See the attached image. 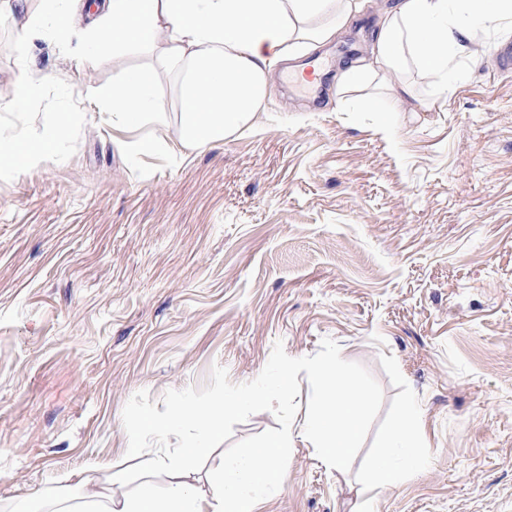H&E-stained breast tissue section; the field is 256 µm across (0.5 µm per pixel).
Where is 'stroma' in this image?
<instances>
[{
    "mask_svg": "<svg viewBox=\"0 0 512 512\" xmlns=\"http://www.w3.org/2000/svg\"><path fill=\"white\" fill-rule=\"evenodd\" d=\"M387 0L313 52L317 86L275 82L254 129L181 149L169 81L165 127L112 123L102 95L146 52L27 45L39 98L0 129L63 136L33 171L0 179V512L68 491L96 463L125 464L127 401L201 387L213 366L253 380L275 342L293 357L334 339L384 400L349 471L303 435L310 386L278 490L252 512H512V70L495 50L512 30L474 28L480 57L456 58L446 104L415 98L385 115L377 80L336 86L366 56ZM20 17L0 14V96L19 72ZM157 140L143 153L140 141ZM416 404L422 462L379 489L373 450ZM280 428L263 411L235 424L196 478Z\"/></svg>",
    "mask_w": 512,
    "mask_h": 512,
    "instance_id": "stroma-1",
    "label": "stroma"
}]
</instances>
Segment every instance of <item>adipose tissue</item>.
<instances>
[{
    "instance_id": "adipose-tissue-1",
    "label": "adipose tissue",
    "mask_w": 512,
    "mask_h": 512,
    "mask_svg": "<svg viewBox=\"0 0 512 512\" xmlns=\"http://www.w3.org/2000/svg\"><path fill=\"white\" fill-rule=\"evenodd\" d=\"M449 0H396L386 10L366 57L343 64L341 80L351 83L366 73L402 71L413 67L436 85L439 100H447L454 72L451 50L466 27L449 19ZM9 12L24 17L20 43L44 29L64 40L72 15L62 9L49 17L33 14L29 0H0ZM361 8L360 0H102L94 21V43L122 50L139 47L154 63L127 70L105 95L104 107L114 123L128 128L166 122L165 105L154 98L161 78L174 84L178 141L182 148L217 145L253 128L275 77L284 63L319 48ZM54 136L31 138L23 131H0V176L31 171L41 163ZM415 406H408L392 424L376 450V482L390 487L399 474L389 461L410 447ZM289 430L273 433L263 446L225 463L222 475L203 498L190 478L200 448L189 444L176 458L144 457L139 448L125 450L144 475L164 469V488L141 484L123 492L126 478L114 472L113 491H97L95 476H87L80 502L68 498L40 501V512H249L247 493L282 486L286 471L281 450Z\"/></svg>"
}]
</instances>
